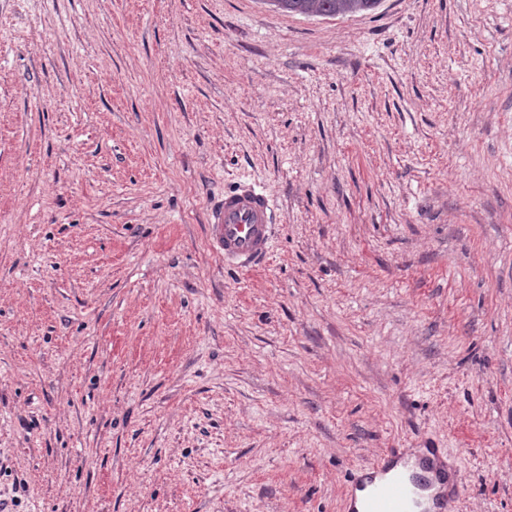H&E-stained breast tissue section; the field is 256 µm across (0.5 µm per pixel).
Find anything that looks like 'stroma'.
I'll list each match as a JSON object with an SVG mask.
<instances>
[{
	"label": "stroma",
	"mask_w": 512,
	"mask_h": 512,
	"mask_svg": "<svg viewBox=\"0 0 512 512\" xmlns=\"http://www.w3.org/2000/svg\"><path fill=\"white\" fill-rule=\"evenodd\" d=\"M389 448L512 512V0H0V507L343 512ZM279 10L305 17H339L375 10L380 0H272ZM275 219V203L259 185L239 184L209 205L210 250L226 267L255 268L270 252Z\"/></svg>",
	"instance_id": "stroma-1"
}]
</instances>
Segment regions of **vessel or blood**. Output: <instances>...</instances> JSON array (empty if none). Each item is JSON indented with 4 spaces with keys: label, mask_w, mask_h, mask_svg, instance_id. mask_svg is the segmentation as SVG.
I'll return each instance as SVG.
<instances>
[{
    "label": "vessel or blood",
    "mask_w": 512,
    "mask_h": 512,
    "mask_svg": "<svg viewBox=\"0 0 512 512\" xmlns=\"http://www.w3.org/2000/svg\"><path fill=\"white\" fill-rule=\"evenodd\" d=\"M275 203L256 184H240L208 209L207 240L225 266L255 268L268 256ZM459 467L440 448H392L357 468L347 485V512H455Z\"/></svg>",
    "instance_id": "1"
}]
</instances>
